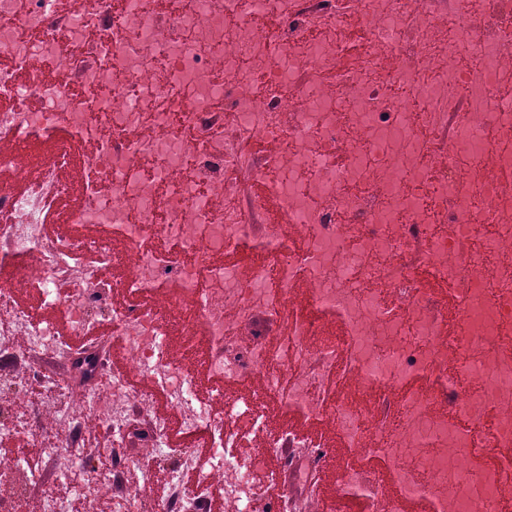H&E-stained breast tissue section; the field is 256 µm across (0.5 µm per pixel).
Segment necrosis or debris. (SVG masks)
Segmentation results:
<instances>
[{"instance_id": "necrosis-or-debris-1", "label": "necrosis or debris", "mask_w": 512, "mask_h": 512, "mask_svg": "<svg viewBox=\"0 0 512 512\" xmlns=\"http://www.w3.org/2000/svg\"><path fill=\"white\" fill-rule=\"evenodd\" d=\"M354 13L369 35L357 65L341 60ZM283 16L277 32L257 23ZM0 379L20 363L72 354L56 330L66 317L78 333L107 317L125 361L144 386L129 394L123 374L109 390L73 389L43 376L38 400L0 398V442L24 434L37 463L0 459V512L35 499L40 512H71L86 490L117 500L119 512H201L202 501L175 491L152 503L127 496V461L92 470L73 449L84 431L105 422L123 433L128 414L164 391L169 414L153 413L151 448L183 468L221 482L227 512H260L261 485L248 458L280 448L305 512L313 451L321 440L297 427L274 428L263 396L279 394L287 411L309 422L336 420L349 448L386 462L400 494L424 497L430 512H461L482 493L484 512L512 497V458L489 472L463 463L489 424L497 448H512V328L498 307L512 305V201L483 178L512 138V0H0ZM471 113L470 137L456 132V113ZM68 132L88 143L82 201L73 227L110 228L127 246L111 282L70 264L77 252L111 261V244L70 232L47 236L45 215L73 192L69 144L35 174L19 165L14 146ZM273 151L244 163L246 144ZM266 196L249 194L246 180ZM274 198L292 229L258 223ZM486 214L490 224L463 223ZM253 244L261 262L219 264L215 255ZM426 267L449 285L472 320V341L449 346L439 311L414 279ZM311 306L337 317L342 340L316 342L298 321L277 344L258 320L279 322L298 284ZM36 294L45 317L15 305ZM152 294L139 310L120 295ZM189 301L212 349L213 374L226 384L250 377L257 394L203 396L169 349L167 312ZM346 359L360 389L380 399L374 418L344 394L325 398L321 381ZM443 381L455 410L429 394L406 390L417 378ZM188 432L205 433L199 457L166 439L169 415ZM466 427H457V420ZM64 483L70 498L45 496Z\"/></svg>"}]
</instances>
